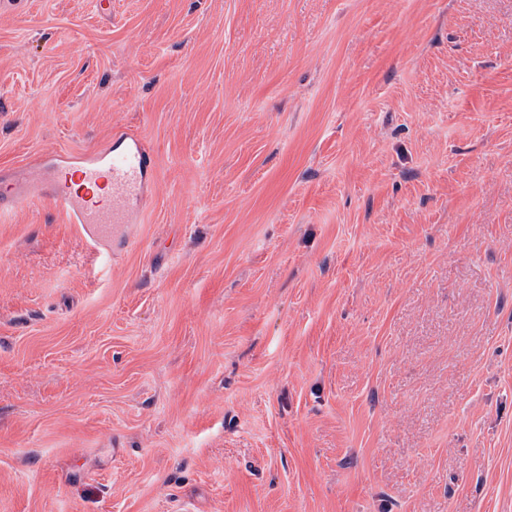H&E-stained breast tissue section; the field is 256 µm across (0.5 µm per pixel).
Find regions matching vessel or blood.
Returning <instances> with one entry per match:
<instances>
[{
	"instance_id": "1",
	"label": "vessel or blood",
	"mask_w": 512,
	"mask_h": 512,
	"mask_svg": "<svg viewBox=\"0 0 512 512\" xmlns=\"http://www.w3.org/2000/svg\"><path fill=\"white\" fill-rule=\"evenodd\" d=\"M155 172L140 138L121 131L105 146L84 154L56 148L0 174V217L47 199L80 225L92 248L109 240L121 224H132Z\"/></svg>"
}]
</instances>
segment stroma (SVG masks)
I'll return each mask as SVG.
<instances>
[{
  "instance_id": "stroma-1",
  "label": "stroma",
  "mask_w": 512,
  "mask_h": 512,
  "mask_svg": "<svg viewBox=\"0 0 512 512\" xmlns=\"http://www.w3.org/2000/svg\"><path fill=\"white\" fill-rule=\"evenodd\" d=\"M155 162L101 264L0 221V512H512V0H12L0 171Z\"/></svg>"
}]
</instances>
